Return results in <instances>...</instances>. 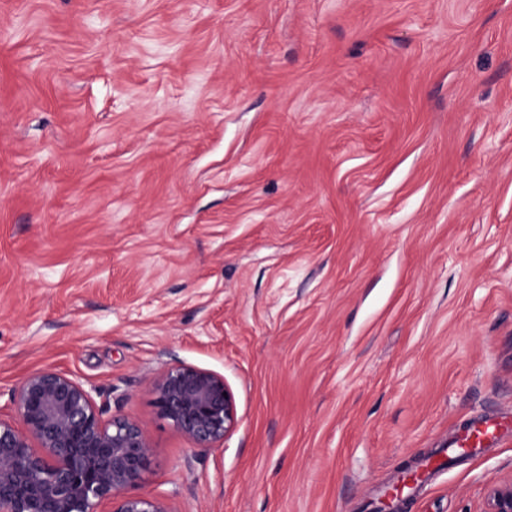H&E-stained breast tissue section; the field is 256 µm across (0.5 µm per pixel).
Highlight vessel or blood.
Returning a JSON list of instances; mask_svg holds the SVG:
<instances>
[{
	"instance_id": "1",
	"label": "vessel or blood",
	"mask_w": 512,
	"mask_h": 512,
	"mask_svg": "<svg viewBox=\"0 0 512 512\" xmlns=\"http://www.w3.org/2000/svg\"><path fill=\"white\" fill-rule=\"evenodd\" d=\"M503 438L504 429L501 418L485 416L475 419L466 424L462 431L456 433L445 448L439 449L434 457L427 461L423 470L413 469L403 476L402 487L408 494H416L426 477L443 469L446 461L469 460L482 448L500 443Z\"/></svg>"
}]
</instances>
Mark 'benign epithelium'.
I'll return each mask as SVG.
<instances>
[{
	"mask_svg": "<svg viewBox=\"0 0 512 512\" xmlns=\"http://www.w3.org/2000/svg\"><path fill=\"white\" fill-rule=\"evenodd\" d=\"M158 413L192 448L217 450L234 429L236 406L224 378L180 364L153 385ZM17 421L0 418V512H173L134 492L151 445L132 419L102 418L75 378L43 369L13 394ZM487 512H512V481L492 487Z\"/></svg>",
	"mask_w": 512,
	"mask_h": 512,
	"instance_id": "benign-epithelium-1",
	"label": "benign epithelium"
}]
</instances>
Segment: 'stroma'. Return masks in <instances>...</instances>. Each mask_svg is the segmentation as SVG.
<instances>
[{"instance_id":"stroma-1","label":"stroma","mask_w":512,"mask_h":512,"mask_svg":"<svg viewBox=\"0 0 512 512\" xmlns=\"http://www.w3.org/2000/svg\"><path fill=\"white\" fill-rule=\"evenodd\" d=\"M223 377L194 449L152 386ZM52 368L173 512H377L512 410V0H0V417ZM512 441L408 512H485ZM153 394L160 416L194 449L221 448L235 427L233 395L223 377L210 371L185 364L171 367L154 383ZM505 417L485 416L466 424L462 431L456 433L445 448H440L433 458H429L425 468L417 469L402 477L401 494L414 495L421 488L425 479L444 468L446 459L463 462L469 460L482 448L499 444L504 438L503 420Z\"/></svg>"}]
</instances>
